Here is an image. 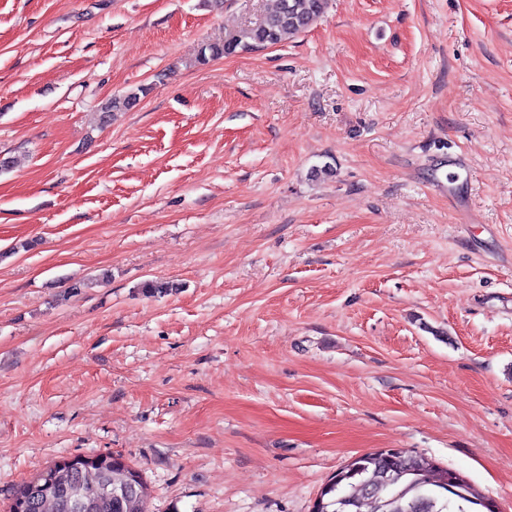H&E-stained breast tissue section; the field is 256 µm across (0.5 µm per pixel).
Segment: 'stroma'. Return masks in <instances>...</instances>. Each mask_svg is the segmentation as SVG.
<instances>
[{
	"instance_id": "obj_1",
	"label": "stroma",
	"mask_w": 512,
	"mask_h": 512,
	"mask_svg": "<svg viewBox=\"0 0 512 512\" xmlns=\"http://www.w3.org/2000/svg\"><path fill=\"white\" fill-rule=\"evenodd\" d=\"M276 3L0 0V512L101 454L148 512H311L379 448L512 512V0L198 63Z\"/></svg>"
}]
</instances>
